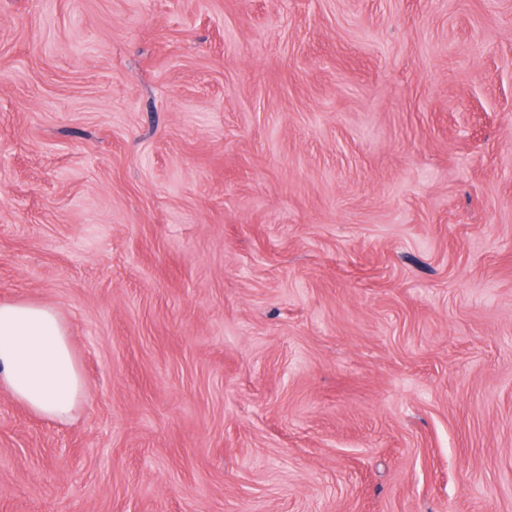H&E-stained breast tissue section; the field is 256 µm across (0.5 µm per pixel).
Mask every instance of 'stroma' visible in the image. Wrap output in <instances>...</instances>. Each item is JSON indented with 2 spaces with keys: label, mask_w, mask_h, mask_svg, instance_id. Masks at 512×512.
I'll return each mask as SVG.
<instances>
[{
  "label": "stroma",
  "mask_w": 512,
  "mask_h": 512,
  "mask_svg": "<svg viewBox=\"0 0 512 512\" xmlns=\"http://www.w3.org/2000/svg\"><path fill=\"white\" fill-rule=\"evenodd\" d=\"M0 512H512V0H0ZM32 413L70 418L85 397L68 328L58 311L32 302L0 303V390Z\"/></svg>",
  "instance_id": "1"
}]
</instances>
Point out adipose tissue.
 Returning <instances> with one entry per match:
<instances>
[{"instance_id": "adipose-tissue-1", "label": "adipose tissue", "mask_w": 512, "mask_h": 512, "mask_svg": "<svg viewBox=\"0 0 512 512\" xmlns=\"http://www.w3.org/2000/svg\"><path fill=\"white\" fill-rule=\"evenodd\" d=\"M0 390L53 420L70 418L82 403L84 380L68 328L55 308L0 303Z\"/></svg>"}]
</instances>
